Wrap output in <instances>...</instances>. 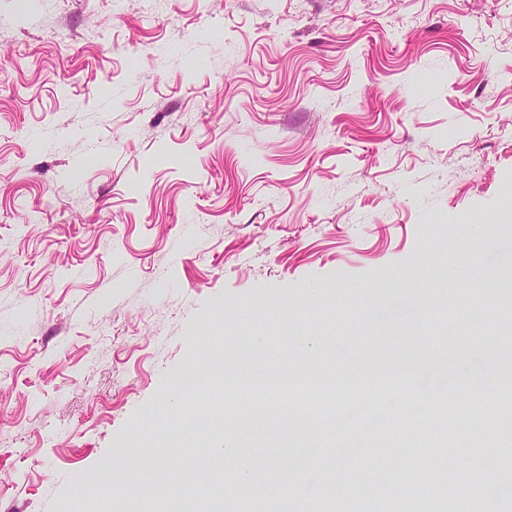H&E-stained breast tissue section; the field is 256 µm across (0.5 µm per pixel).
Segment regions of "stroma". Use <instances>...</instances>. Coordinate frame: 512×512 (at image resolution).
<instances>
[{"label": "stroma", "instance_id": "35a3bbf8", "mask_svg": "<svg viewBox=\"0 0 512 512\" xmlns=\"http://www.w3.org/2000/svg\"><path fill=\"white\" fill-rule=\"evenodd\" d=\"M509 272L512 0H0V512H95L87 474L147 512L159 467H220L188 369L381 394L239 430L227 505L381 512L443 404L420 451L470 489Z\"/></svg>", "mask_w": 512, "mask_h": 512}]
</instances>
